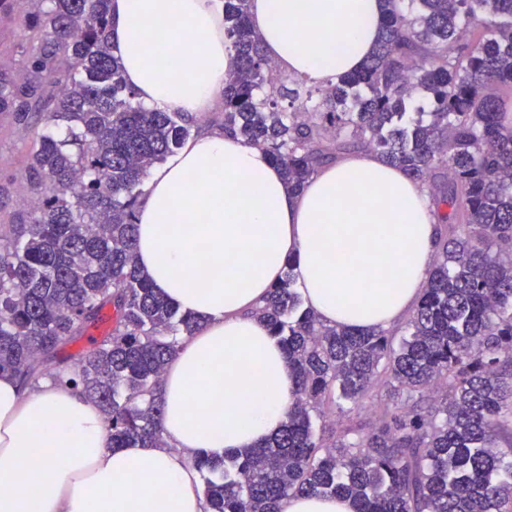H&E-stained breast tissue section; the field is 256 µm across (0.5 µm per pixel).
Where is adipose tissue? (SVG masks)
Returning <instances> with one entry per match:
<instances>
[{
	"label": "adipose tissue",
	"mask_w": 512,
	"mask_h": 512,
	"mask_svg": "<svg viewBox=\"0 0 512 512\" xmlns=\"http://www.w3.org/2000/svg\"><path fill=\"white\" fill-rule=\"evenodd\" d=\"M249 20L281 71L321 83L361 67L383 4L250 0ZM107 39L137 102L192 122L222 99L234 66L223 0H111ZM138 190V266L202 321L164 377L166 445L112 447L79 392L0 375V512H204L197 453L261 445L295 399L281 342L252 315L286 261L323 323L366 330L409 312L429 278L428 190L373 152L323 166L293 194L262 149L205 129Z\"/></svg>",
	"instance_id": "adipose-tissue-1"
}]
</instances>
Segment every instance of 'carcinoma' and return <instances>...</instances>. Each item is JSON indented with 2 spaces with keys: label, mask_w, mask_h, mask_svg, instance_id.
<instances>
[{
  "label": "carcinoma",
  "mask_w": 512,
  "mask_h": 512,
  "mask_svg": "<svg viewBox=\"0 0 512 512\" xmlns=\"http://www.w3.org/2000/svg\"><path fill=\"white\" fill-rule=\"evenodd\" d=\"M384 2L360 69L289 87L250 0H224V133L264 149L293 193L339 154L373 150L429 188L438 227L397 344L388 329L321 323L287 263L253 315L287 352L296 399L266 443L195 457L206 512H279L304 494L354 512H512V123L497 94L512 89V0ZM36 3L22 74L0 72V112L24 123L43 102L47 122L73 127L32 142L29 222L0 232V375L81 392L114 448L162 447L163 375L198 321L137 267V188L190 123L136 103L108 47L109 0ZM106 320L91 350L67 351Z\"/></svg>",
  "instance_id": "cac0c4a2"
}]
</instances>
